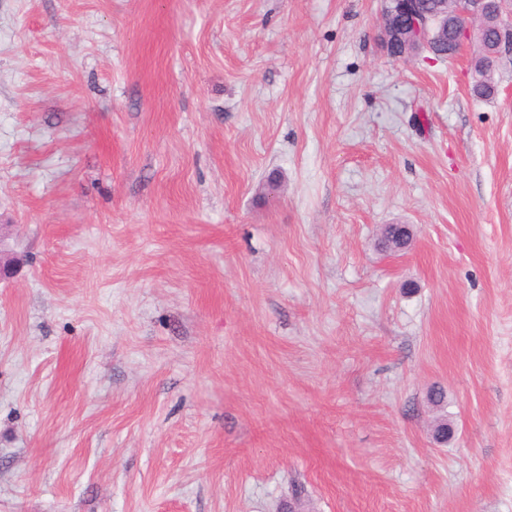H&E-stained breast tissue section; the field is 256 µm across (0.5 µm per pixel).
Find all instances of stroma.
I'll use <instances>...</instances> for the list:
<instances>
[{
	"mask_svg": "<svg viewBox=\"0 0 512 512\" xmlns=\"http://www.w3.org/2000/svg\"><path fill=\"white\" fill-rule=\"evenodd\" d=\"M380 6L0 0V512H512V68Z\"/></svg>",
	"mask_w": 512,
	"mask_h": 512,
	"instance_id": "obj_1",
	"label": "stroma"
}]
</instances>
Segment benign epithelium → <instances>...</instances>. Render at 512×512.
Masks as SVG:
<instances>
[{
  "instance_id": "obj_1",
  "label": "benign epithelium",
  "mask_w": 512,
  "mask_h": 512,
  "mask_svg": "<svg viewBox=\"0 0 512 512\" xmlns=\"http://www.w3.org/2000/svg\"><path fill=\"white\" fill-rule=\"evenodd\" d=\"M397 7L380 14L381 27L402 40L409 53L417 54L428 46L430 36L428 17L416 7L414 0H393ZM496 17L491 27L493 41L484 44L488 56L501 67L512 65V11L506 0H456L453 11V31L459 44H466L482 37L486 30L483 19Z\"/></svg>"
}]
</instances>
